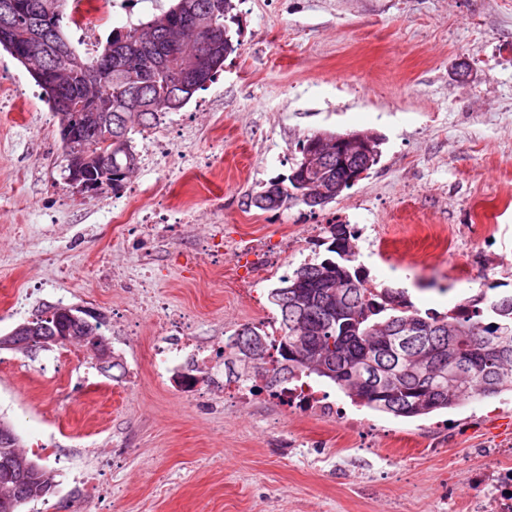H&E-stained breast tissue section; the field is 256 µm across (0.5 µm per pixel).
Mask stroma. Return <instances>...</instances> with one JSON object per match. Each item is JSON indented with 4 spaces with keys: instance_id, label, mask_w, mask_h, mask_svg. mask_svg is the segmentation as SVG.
Wrapping results in <instances>:
<instances>
[{
    "instance_id": "stroma-1",
    "label": "stroma",
    "mask_w": 512,
    "mask_h": 512,
    "mask_svg": "<svg viewBox=\"0 0 512 512\" xmlns=\"http://www.w3.org/2000/svg\"><path fill=\"white\" fill-rule=\"evenodd\" d=\"M236 12L240 46L218 78L133 136L137 205L193 213L166 224L159 264L111 223V189L86 196L67 181L41 88L0 49V85L28 104L0 108V335L50 306L94 309L118 363L101 371L70 346L0 350V418L54 475L22 512H466L460 474L512 431V395L406 420L322 383L341 411L324 418L264 392L240 405L220 388L193 398L148 350L167 312L190 316L204 344L244 324L278 329L279 273L251 293L225 285L224 256L185 252L220 224L289 250L291 268L315 256L303 227L356 225L371 278L423 310L487 283L511 291L512 0H243ZM358 131L377 136L380 158L336 201L251 206L290 173L299 141ZM159 138L173 158L153 152ZM105 261L123 280L101 288ZM67 355L71 374L40 375Z\"/></svg>"
}]
</instances>
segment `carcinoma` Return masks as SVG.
Listing matches in <instances>:
<instances>
[{
    "instance_id": "cac0c4a2",
    "label": "carcinoma",
    "mask_w": 512,
    "mask_h": 512,
    "mask_svg": "<svg viewBox=\"0 0 512 512\" xmlns=\"http://www.w3.org/2000/svg\"><path fill=\"white\" fill-rule=\"evenodd\" d=\"M42 2L41 25H17L8 40L0 39V47L22 65L29 54L51 58L54 72L87 104L85 135L76 145L89 157L111 154L108 181L116 192L127 173L138 169L132 135L180 111L236 51L228 25L234 0H172L150 20L111 32L96 55L80 53L68 37L66 0ZM185 18L198 24L178 28L169 44L140 39L145 27L161 31ZM42 26L58 30L57 44L42 41ZM109 54L112 70L94 72ZM187 58L202 79L191 75L188 88L171 87V64ZM27 71L63 124L66 113L58 106L57 79L31 67ZM298 178L297 183L291 174L270 181L251 197V205L277 211L291 202L305 204L302 195L308 192L323 197L312 208H323L352 187L333 163ZM357 239L349 224L325 228L323 257L299 264L269 292L280 317L279 335L250 325L236 330L227 346L243 368L229 370L227 379L257 373L264 385L254 389L272 392L314 375L358 406L403 418L512 393V293L490 295L481 288L457 309L423 316L404 289L381 287L370 278L358 263ZM2 431L12 435L13 445L0 447V500L14 487L29 501L47 495L51 472L40 463L28 466L13 427L0 419Z\"/></svg>"
}]
</instances>
